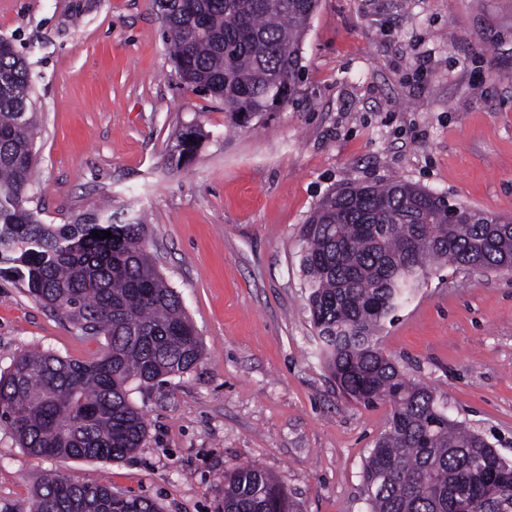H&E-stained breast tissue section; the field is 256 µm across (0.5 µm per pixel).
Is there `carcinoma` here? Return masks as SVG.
Listing matches in <instances>:
<instances>
[{"label":"carcinoma","mask_w":512,"mask_h":512,"mask_svg":"<svg viewBox=\"0 0 512 512\" xmlns=\"http://www.w3.org/2000/svg\"><path fill=\"white\" fill-rule=\"evenodd\" d=\"M170 56L192 90L224 101L236 126L296 93L301 45L318 0H155ZM29 62L0 37V265L44 307L87 336L105 338L91 361L26 351L0 372V423L40 457L123 458L141 447L143 414L128 386H153L194 369L203 354L178 293L145 247L147 225L112 222L103 207L70 224H45L26 206L33 178L36 112ZM193 140H188V137ZM203 133L183 128L170 164L198 152ZM109 231L100 240L92 231ZM303 269L322 354L342 392L365 406L388 402L385 431L366 458L370 512H456L499 482L494 512H512V463L482 435L453 420L427 387L406 379L377 343L385 319L431 265L512 267V217L393 180L326 196L302 227ZM160 512L141 496L56 474L40 480L33 512ZM277 478L250 466L224 472L220 512H289Z\"/></svg>","instance_id":"cac0c4a2"}]
</instances>
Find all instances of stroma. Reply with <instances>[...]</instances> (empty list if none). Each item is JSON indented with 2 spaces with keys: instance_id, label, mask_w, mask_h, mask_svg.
Instances as JSON below:
<instances>
[{
  "instance_id": "35a3bbf8",
  "label": "stroma",
  "mask_w": 512,
  "mask_h": 512,
  "mask_svg": "<svg viewBox=\"0 0 512 512\" xmlns=\"http://www.w3.org/2000/svg\"><path fill=\"white\" fill-rule=\"evenodd\" d=\"M0 36L31 63L29 207L48 224L107 199L139 216L203 348L185 374L130 384L147 432L126 457H35L0 425V512H29L50 471L215 512L238 465L278 476L291 512H369L364 464L391 406L348 399L323 361L302 227L328 194L393 179L512 216V0H319L296 94L237 129L181 83L153 0H0ZM191 123L206 137L172 167ZM378 344L512 459V274L432 270ZM33 348L85 361L104 339L1 277L0 371Z\"/></svg>"
}]
</instances>
